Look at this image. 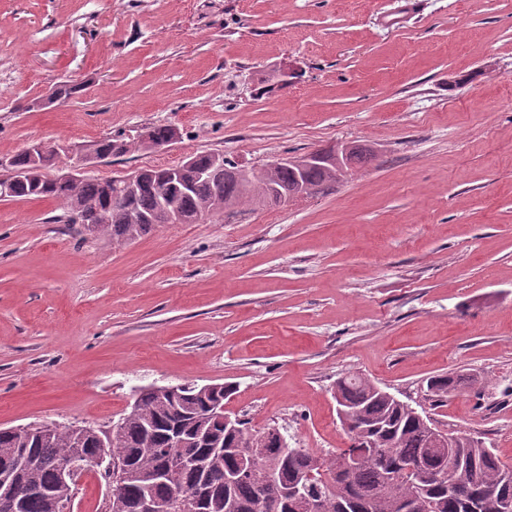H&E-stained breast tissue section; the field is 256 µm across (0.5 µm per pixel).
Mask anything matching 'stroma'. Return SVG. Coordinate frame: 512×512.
I'll return each mask as SVG.
<instances>
[{
    "label": "stroma",
    "instance_id": "1",
    "mask_svg": "<svg viewBox=\"0 0 512 512\" xmlns=\"http://www.w3.org/2000/svg\"><path fill=\"white\" fill-rule=\"evenodd\" d=\"M152 125L182 137L94 175L373 157L329 194L124 244L0 200V428L105 430L138 388L231 383L228 415L323 454L356 373L512 465V0H0V159ZM451 373L475 388L434 401ZM106 499L92 469L71 512ZM353 148H354V145H351V144H344L337 148L336 164L339 167L345 169V165L347 163L348 156ZM371 157H372V154L370 153L369 149H367L363 146H361L360 148L355 147L350 154L347 170L351 169V167L353 165L365 162L367 159H369Z\"/></svg>",
    "mask_w": 512,
    "mask_h": 512
}]
</instances>
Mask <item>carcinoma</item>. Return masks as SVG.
<instances>
[{
  "instance_id": "cac0c4a2",
  "label": "carcinoma",
  "mask_w": 512,
  "mask_h": 512,
  "mask_svg": "<svg viewBox=\"0 0 512 512\" xmlns=\"http://www.w3.org/2000/svg\"><path fill=\"white\" fill-rule=\"evenodd\" d=\"M180 137L172 125L146 126L134 141L117 135L96 142L88 162L121 156L134 144L152 149ZM56 157L51 148L37 158L26 149L5 160L18 178L0 195L14 201L53 200L65 223L114 243L150 232L168 207L191 224L244 200L277 205L299 184L312 195L330 191L338 181L336 166L327 162L299 173L277 166L243 180L234 172L237 162L210 151L190 154L174 165L142 169L136 183L117 189L86 173L74 182L49 175ZM474 384L469 376L448 374L431 378L427 388L441 400ZM233 390L224 383L210 392L195 384H181L171 393L140 388L119 431L106 438L95 429L77 435L71 427L54 423L21 432L0 428V463L17 457L33 461L23 479L34 492L20 499L17 512H62L75 483L61 479V462L74 453L93 457L102 448L130 472L119 490L122 512H142L146 497L159 512H296L285 491L302 482L316 503L315 512H475L473 507L489 498L512 505V466L494 449L466 435L448 453L440 452L433 446L429 416L362 376L336 381V402L356 425L347 429V447L324 455L282 448L269 436L260 451L249 456L255 436L245 422L230 430L211 413V405ZM365 443L375 445L371 456L345 465L344 459ZM176 444L196 465L167 467ZM419 463L436 478L415 480L410 467Z\"/></svg>"
}]
</instances>
